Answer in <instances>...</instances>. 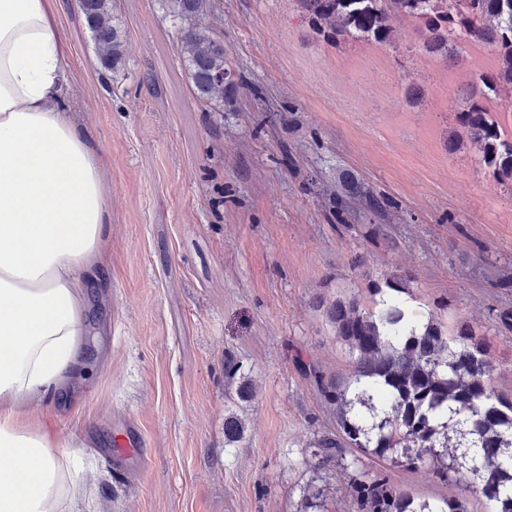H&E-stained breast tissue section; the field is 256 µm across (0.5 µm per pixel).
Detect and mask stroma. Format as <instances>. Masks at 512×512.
Masks as SVG:
<instances>
[{
    "instance_id": "35a3bbf8",
    "label": "stroma",
    "mask_w": 512,
    "mask_h": 512,
    "mask_svg": "<svg viewBox=\"0 0 512 512\" xmlns=\"http://www.w3.org/2000/svg\"><path fill=\"white\" fill-rule=\"evenodd\" d=\"M218 2L208 21L233 87L213 106L191 91L164 0H112L126 32L115 70L75 0H55L71 46L64 102L98 150L110 227L89 284L90 386L79 407L27 411L75 449L72 512H320L310 485L358 512L349 482L361 473L432 501L463 496L432 466L353 448L316 468L336 422L303 365L351 376L320 300L365 301L368 279L407 273L411 304L487 340L492 386L512 399V186L471 147L444 146L458 89L494 58L471 44L431 60L404 19L393 45L337 48L298 0ZM411 84L420 100L406 101ZM346 185L382 210L337 212ZM232 414L245 429L228 446ZM128 429L142 444L122 469L108 450Z\"/></svg>"
}]
</instances>
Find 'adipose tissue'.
<instances>
[{
	"instance_id": "1",
	"label": "adipose tissue",
	"mask_w": 512,
	"mask_h": 512,
	"mask_svg": "<svg viewBox=\"0 0 512 512\" xmlns=\"http://www.w3.org/2000/svg\"><path fill=\"white\" fill-rule=\"evenodd\" d=\"M68 50L53 0H0V512H68L78 475L24 415L82 401L87 280L107 243L98 153L60 102Z\"/></svg>"
}]
</instances>
